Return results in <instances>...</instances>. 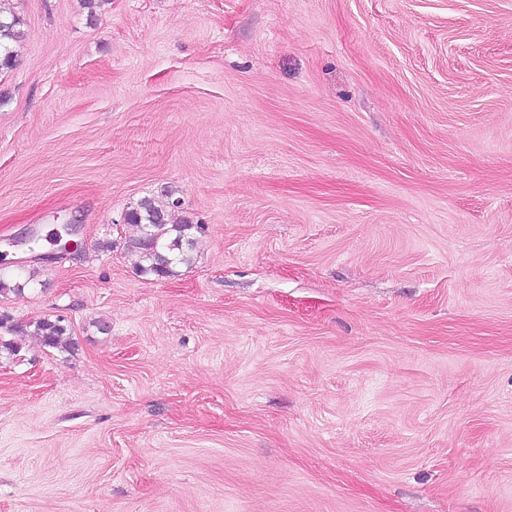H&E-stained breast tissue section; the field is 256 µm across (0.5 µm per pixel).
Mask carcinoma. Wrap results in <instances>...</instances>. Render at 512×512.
<instances>
[{
    "mask_svg": "<svg viewBox=\"0 0 512 512\" xmlns=\"http://www.w3.org/2000/svg\"><path fill=\"white\" fill-rule=\"evenodd\" d=\"M21 24L17 15L0 9V72L15 63L14 44L24 37ZM177 206L176 200L161 205L151 198H143L124 212L123 222L136 225L140 231L138 237L126 243L127 251L138 258L140 273L166 278L176 274V265L191 264L198 243L196 233L202 227L187 221L171 223L170 211ZM31 281L30 277L22 279L0 270V297L23 295ZM34 333L51 348L67 350L72 345L59 319L34 322Z\"/></svg>",
    "mask_w": 512,
    "mask_h": 512,
    "instance_id": "1",
    "label": "carcinoma"
}]
</instances>
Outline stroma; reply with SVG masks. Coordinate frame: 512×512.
<instances>
[{"label":"stroma","mask_w":512,"mask_h":512,"mask_svg":"<svg viewBox=\"0 0 512 512\" xmlns=\"http://www.w3.org/2000/svg\"><path fill=\"white\" fill-rule=\"evenodd\" d=\"M7 5L0 512H512V0ZM21 19L0 9V73L15 63L14 44L24 37ZM179 204L172 200L161 205L143 198L124 212L123 222L136 225L140 231L137 238L126 243L127 251L138 258L140 273L166 278L177 273V264H191L198 243L192 231L200 233L202 227L188 221L171 224L170 211ZM63 230L67 237L66 240L61 244L63 240L62 235L59 234L57 238V244L60 245L59 249L61 253L68 255L78 254L81 249V240L79 239L81 227L78 220L75 218L69 219L65 224H63ZM33 278L31 275L28 278L21 279L19 276L2 271L0 269V297H7L9 295L22 296L25 288L28 287ZM66 327L61 320L55 321L47 318L34 322V333L41 337L43 343L51 348L67 350L71 347L72 342L66 337Z\"/></svg>","instance_id":"35a3bbf8"}]
</instances>
